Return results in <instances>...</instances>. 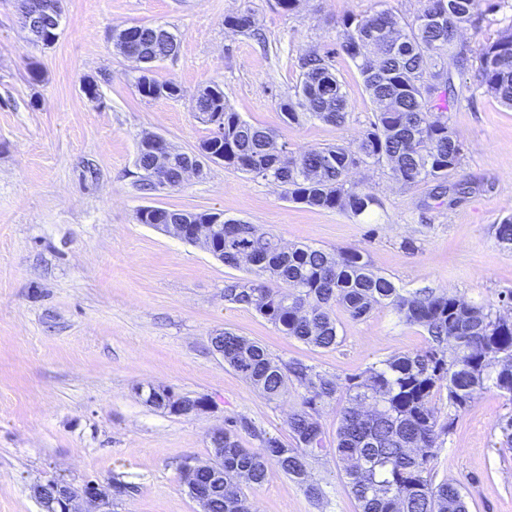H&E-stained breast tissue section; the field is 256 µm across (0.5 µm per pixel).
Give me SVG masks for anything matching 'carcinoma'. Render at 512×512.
<instances>
[{
    "instance_id": "obj_1",
    "label": "carcinoma",
    "mask_w": 512,
    "mask_h": 512,
    "mask_svg": "<svg viewBox=\"0 0 512 512\" xmlns=\"http://www.w3.org/2000/svg\"><path fill=\"white\" fill-rule=\"evenodd\" d=\"M412 20L391 9L343 20L339 48L301 59L302 79L293 96L283 99L279 112L288 125L318 120L341 125L349 104L333 58L342 52L356 66L373 104V119L349 145H331L293 152L277 143L273 130L243 120L213 84L200 88L194 99L198 118H218L223 132H212L201 143V155L221 160L224 167L261 178L283 188L294 203L342 211L353 218L370 213L378 199L351 179L359 166L385 165L393 181L432 182L438 196L450 195L452 205L467 194V186H447L448 175L461 164L463 143L448 122V104L458 100L455 75L477 63L479 86L512 109V19L502 17L498 37L475 53L465 46L451 51L458 35L488 15L508 8L509 0H422ZM232 29L253 26L244 11L225 18ZM146 61L136 87L144 98H176L181 88L160 83L151 64L178 49L173 33L156 35V27L133 25L115 35ZM139 138L136 167L148 190L153 159ZM187 153L168 147L162 170L165 188L184 182ZM213 213L169 210L137 216L141 224H206L211 251L231 268H245L254 279L224 288V299L254 310L283 335L306 345L331 349L339 343L336 309L353 320L374 308L393 307L406 324L422 328L428 346L395 354L348 379L349 397L340 413L336 437L329 440L319 420L320 408L336 394L338 379L315 372L301 362L274 360L260 343L232 331L212 337L223 351L224 363L270 400L280 399L288 384L301 389L298 407L288 414L293 447L266 439L259 449L242 446L238 430L247 420H231L224 443H211V454L224 484L209 473L197 475L192 490L207 512H253L244 488L262 484L270 465L303 486L319 501L324 492L310 480L313 459L332 454L343 464L357 512H469L462 488L449 480H434L433 461L441 437L453 419L439 422L434 395L446 392L448 408L461 412L478 394L493 387L512 401V291L498 308L466 301L448 292L404 290L372 270L364 253L349 249L331 254L306 245L289 246L257 224L221 218ZM499 243L512 247V212L497 224ZM180 399L169 388L154 387L145 402L169 410Z\"/></svg>"
}]
</instances>
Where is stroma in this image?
Listing matches in <instances>:
<instances>
[{"label": "stroma", "instance_id": "1", "mask_svg": "<svg viewBox=\"0 0 512 512\" xmlns=\"http://www.w3.org/2000/svg\"><path fill=\"white\" fill-rule=\"evenodd\" d=\"M392 7L409 18L420 0H62L59 35L36 44L19 0H0V512H42L31 489L53 480L103 489L129 485L112 512H199L181 474L184 461L210 458V435L243 418V447L272 437L291 445L288 413L296 389L271 402L228 367L211 344L229 330L264 345L282 362L300 361L339 381L397 353L426 348L427 335L389 306L353 321L339 316L341 341L319 349L283 336L253 310L229 303L224 287L250 278L202 247L164 235L136 219L153 206L220 213L262 227L288 245L329 253L360 249L374 270L404 289L452 292L495 304L512 291V249L496 226L512 210V109L478 90L473 72L456 76L463 93L448 121L465 144L449 183L469 192L461 202L433 199L432 184L391 181L383 166L351 177L376 195L365 221L288 201L280 187L223 164L203 161L178 188L144 191L137 141L156 133L182 152L210 133L193 98L207 84L224 90L242 119L274 129L296 151L348 144L372 117L354 64L335 68L350 104L345 124H284L278 105L300 81V59L337 47L346 16ZM247 11L254 33L225 25ZM174 33V56L154 63L177 98L146 99L140 65L112 35L131 25ZM41 80H32L29 62ZM96 81L98 99L85 94ZM414 239L418 249L400 247ZM166 387L208 399L205 412L174 415L151 406L139 389ZM512 411L496 389L461 412L434 461L436 481L451 480L470 512H512V447L499 431ZM321 502L278 467L248 488L256 512H357L334 457L312 461Z\"/></svg>", "mask_w": 512, "mask_h": 512}]
</instances>
